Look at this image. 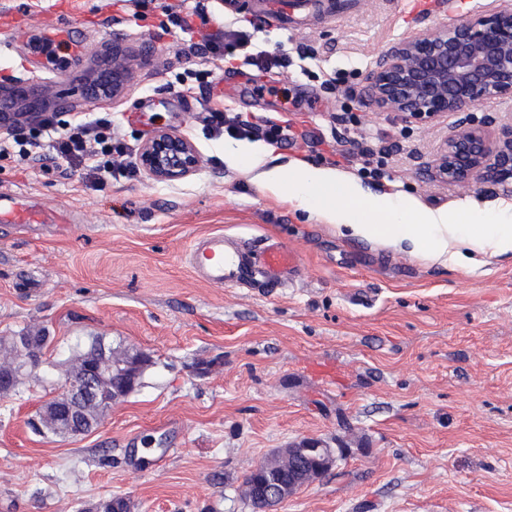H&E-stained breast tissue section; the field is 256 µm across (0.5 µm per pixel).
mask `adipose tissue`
I'll use <instances>...</instances> for the list:
<instances>
[{"label":"adipose tissue","mask_w":512,"mask_h":512,"mask_svg":"<svg viewBox=\"0 0 512 512\" xmlns=\"http://www.w3.org/2000/svg\"><path fill=\"white\" fill-rule=\"evenodd\" d=\"M263 151L224 148L229 166L250 174L262 191L309 213L340 234L431 263L471 270L477 255H512V206L493 214L469 199L452 211H431L395 194H372L332 168L302 160L268 165Z\"/></svg>","instance_id":"obj_1"}]
</instances>
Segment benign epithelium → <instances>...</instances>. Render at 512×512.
I'll return each instance as SVG.
<instances>
[{"label": "benign epithelium", "mask_w": 512, "mask_h": 512, "mask_svg": "<svg viewBox=\"0 0 512 512\" xmlns=\"http://www.w3.org/2000/svg\"><path fill=\"white\" fill-rule=\"evenodd\" d=\"M131 78L124 55L112 50V83L99 87V96H121ZM369 95L379 109L394 112L405 122L432 120L447 113L462 115L427 162L433 177L450 185L506 181L512 177V122L498 125L490 118L476 125L463 113L490 98L512 97V10L492 8L466 23L397 43L377 60L370 74ZM45 104L44 98H27L12 118L5 120L0 115V123L32 121ZM138 163L151 180L173 183L193 175L202 157L188 137L161 129L143 141ZM148 359L143 352L112 355L124 376L112 399L135 388ZM98 380L99 370L93 365L66 380L57 400L66 403L70 422L77 421L78 404L96 393ZM281 462L296 471L283 495L286 499L331 469L337 456L335 449L322 442L305 440L285 449Z\"/></svg>", "instance_id": "benign-epithelium-1"}]
</instances>
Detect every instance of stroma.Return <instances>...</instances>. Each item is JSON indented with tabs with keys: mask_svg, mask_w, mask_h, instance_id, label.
I'll use <instances>...</instances> for the list:
<instances>
[{
	"mask_svg": "<svg viewBox=\"0 0 512 512\" xmlns=\"http://www.w3.org/2000/svg\"><path fill=\"white\" fill-rule=\"evenodd\" d=\"M168 2L0 0V37L65 22L86 50L60 80L30 73L16 43L0 55L1 89L54 93L70 122L111 113L135 147L158 129L184 135L204 160L175 183L140 174L94 187L62 161L46 171L0 157V188L66 214L0 227V338L24 328L53 337L18 391L0 396V512H96L114 497L131 512H251L252 469L306 439L341 458L276 512H512V256L464 274L341 236L230 167L205 122L214 108L285 123L308 136L275 146L277 163L334 167L419 208L472 199L496 211L512 204V179L450 186L420 164L453 116L408 123L366 97L392 45L467 21L489 0L433 19L409 0H356L292 31L266 24L254 42L290 66L261 75L243 56L231 71L206 63L180 32L155 39L149 19ZM116 47L132 81L118 99L87 102ZM205 68L214 90L193 76ZM246 75L268 93L241 92ZM210 234L233 247L274 240L301 265L266 293L211 287L186 260ZM96 335L150 353L151 365L92 433H34L30 418L65 384L61 362Z\"/></svg>",
	"mask_w": 512,
	"mask_h": 512,
	"instance_id": "stroma-1",
	"label": "stroma"
}]
</instances>
